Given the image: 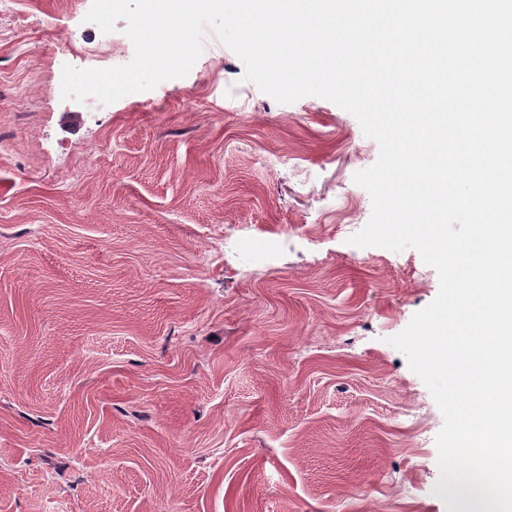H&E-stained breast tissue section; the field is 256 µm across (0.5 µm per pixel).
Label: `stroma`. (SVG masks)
<instances>
[{"label": "stroma", "instance_id": "1", "mask_svg": "<svg viewBox=\"0 0 512 512\" xmlns=\"http://www.w3.org/2000/svg\"><path fill=\"white\" fill-rule=\"evenodd\" d=\"M92 0H0V512H447L443 416L389 344L439 290L359 248L358 120L189 74L90 113ZM424 446L410 449L416 439Z\"/></svg>", "mask_w": 512, "mask_h": 512}]
</instances>
